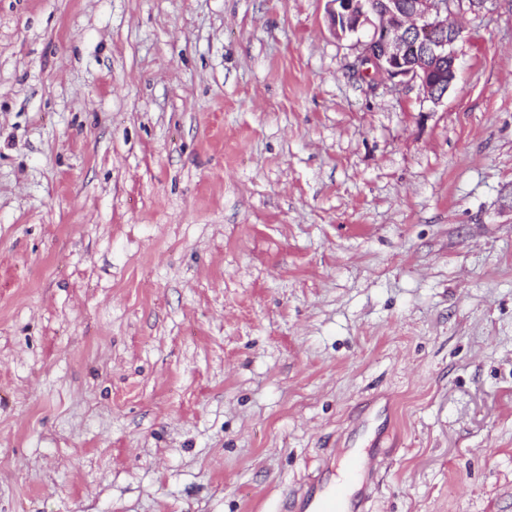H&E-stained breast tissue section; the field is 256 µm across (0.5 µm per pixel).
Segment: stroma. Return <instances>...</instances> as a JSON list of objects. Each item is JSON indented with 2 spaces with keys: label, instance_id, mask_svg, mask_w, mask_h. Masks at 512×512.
<instances>
[{
  "label": "stroma",
  "instance_id": "1",
  "mask_svg": "<svg viewBox=\"0 0 512 512\" xmlns=\"http://www.w3.org/2000/svg\"><path fill=\"white\" fill-rule=\"evenodd\" d=\"M325 0H0V512H512V0L441 104ZM336 462L331 455L317 468L316 474L310 477L305 490L292 494L284 505V512H364L366 493L362 489L357 498L353 499L350 490L333 480H328L330 465ZM349 502V507L347 503Z\"/></svg>",
  "mask_w": 512,
  "mask_h": 512
}]
</instances>
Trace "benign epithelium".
<instances>
[{"label":"benign epithelium","instance_id":"obj_1","mask_svg":"<svg viewBox=\"0 0 512 512\" xmlns=\"http://www.w3.org/2000/svg\"><path fill=\"white\" fill-rule=\"evenodd\" d=\"M330 30L355 38L352 66L374 80L417 83L425 100L442 102L456 79L455 44L461 31L448 17L484 0H326Z\"/></svg>","mask_w":512,"mask_h":512}]
</instances>
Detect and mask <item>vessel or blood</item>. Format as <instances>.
Masks as SVG:
<instances>
[{
	"mask_svg": "<svg viewBox=\"0 0 512 512\" xmlns=\"http://www.w3.org/2000/svg\"><path fill=\"white\" fill-rule=\"evenodd\" d=\"M329 462H322L302 493L291 495L284 512H364L366 496H351L344 485L328 480Z\"/></svg>",
	"mask_w": 512,
	"mask_h": 512,
	"instance_id": "b4317fda",
	"label": "vessel or blood"
}]
</instances>
